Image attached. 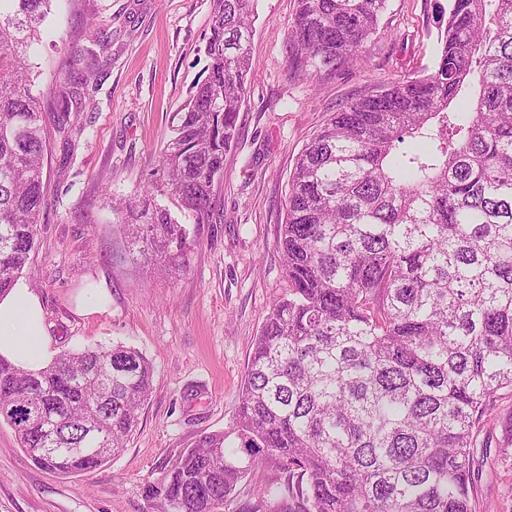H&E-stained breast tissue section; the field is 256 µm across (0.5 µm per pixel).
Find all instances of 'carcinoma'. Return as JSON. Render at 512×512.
Listing matches in <instances>:
<instances>
[{"label":"carcinoma","instance_id":"cac0c4a2","mask_svg":"<svg viewBox=\"0 0 512 512\" xmlns=\"http://www.w3.org/2000/svg\"><path fill=\"white\" fill-rule=\"evenodd\" d=\"M0 5V297L35 246L49 113L66 140L99 51L64 43L73 85L42 101L27 49L52 0ZM256 0H212L208 75L172 113L159 171L205 224L235 138ZM387 0H297L288 62L310 77L362 60ZM438 62L333 113L296 159L278 246L290 283L255 338L231 429L205 436L145 487L157 512H476L474 448L501 427L512 458V0L436 6ZM125 237L166 275L195 230L143 188L119 199ZM154 368L118 343L39 372L0 356V423L39 467L89 473L126 447ZM285 478L236 506L251 471Z\"/></svg>","mask_w":512,"mask_h":512}]
</instances>
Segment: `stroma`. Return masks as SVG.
Wrapping results in <instances>:
<instances>
[{
	"mask_svg": "<svg viewBox=\"0 0 512 512\" xmlns=\"http://www.w3.org/2000/svg\"><path fill=\"white\" fill-rule=\"evenodd\" d=\"M437 0H388L360 64L294 78L287 34L296 0H258L252 66L235 144L224 156L209 223L198 225L188 268L160 277L132 254L113 197L148 188L181 214L157 174L169 120L206 77L211 0H52L32 45L33 91L52 94L74 67L63 40L84 47L110 34L84 131L65 141L46 127L47 205L22 275L40 299L53 352L123 342L154 365L152 392L124 451L83 476L38 467L0 423V512H155L144 494L185 448L227 430L255 336L288 291L277 246L295 160L332 112L437 62ZM110 304L84 313L99 292ZM474 497L512 512V464L476 451Z\"/></svg>",
	"mask_w": 512,
	"mask_h": 512,
	"instance_id": "35a3bbf8",
	"label": "stroma"
}]
</instances>
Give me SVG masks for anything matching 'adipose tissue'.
<instances>
[{
    "mask_svg": "<svg viewBox=\"0 0 512 512\" xmlns=\"http://www.w3.org/2000/svg\"><path fill=\"white\" fill-rule=\"evenodd\" d=\"M0 355L30 371L53 358L40 302L26 283L0 298Z\"/></svg>",
    "mask_w": 512,
    "mask_h": 512,
    "instance_id": "adipose-tissue-1",
    "label": "adipose tissue"
}]
</instances>
